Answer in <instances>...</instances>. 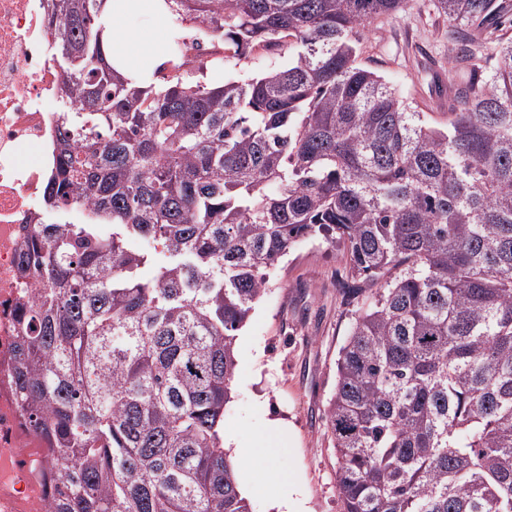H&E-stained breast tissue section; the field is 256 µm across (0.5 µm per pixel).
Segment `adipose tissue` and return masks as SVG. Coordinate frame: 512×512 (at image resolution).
Returning a JSON list of instances; mask_svg holds the SVG:
<instances>
[{"label":"adipose tissue","instance_id":"ef3b65f1","mask_svg":"<svg viewBox=\"0 0 512 512\" xmlns=\"http://www.w3.org/2000/svg\"><path fill=\"white\" fill-rule=\"evenodd\" d=\"M134 15L151 18L150 34L129 27ZM112 66L132 86H148L153 70L166 59L169 42L182 31L170 22L164 0H105L99 18Z\"/></svg>","mask_w":512,"mask_h":512}]
</instances>
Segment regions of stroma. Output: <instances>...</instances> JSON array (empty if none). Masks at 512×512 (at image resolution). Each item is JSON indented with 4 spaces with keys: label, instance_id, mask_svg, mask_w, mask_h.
<instances>
[{
    "label": "stroma",
    "instance_id": "obj_1",
    "mask_svg": "<svg viewBox=\"0 0 512 512\" xmlns=\"http://www.w3.org/2000/svg\"><path fill=\"white\" fill-rule=\"evenodd\" d=\"M455 29L429 0L378 20L365 32L359 61L419 103L434 126L448 122V104L466 81L463 65L448 57ZM351 279L347 252L324 238L296 242L271 272V286L237 336L236 375L224 409L247 457H233L253 484L245 497L251 512H270L269 468L292 477L310 512H342L336 492V453L324 409L336 386V360L359 307L344 293ZM293 424L295 447L275 444L270 455H252L267 439L266 420Z\"/></svg>",
    "mask_w": 512,
    "mask_h": 512
}]
</instances>
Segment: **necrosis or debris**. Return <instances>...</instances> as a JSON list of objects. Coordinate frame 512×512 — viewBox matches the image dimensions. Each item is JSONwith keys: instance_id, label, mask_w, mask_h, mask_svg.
Segmentation results:
<instances>
[{"instance_id": "necrosis-or-debris-1", "label": "necrosis or debris", "mask_w": 512, "mask_h": 512, "mask_svg": "<svg viewBox=\"0 0 512 512\" xmlns=\"http://www.w3.org/2000/svg\"><path fill=\"white\" fill-rule=\"evenodd\" d=\"M61 81L42 0H0V512H43L52 491L44 443L17 408L11 375L16 301L36 284L20 269L47 180Z\"/></svg>"}]
</instances>
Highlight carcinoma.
<instances>
[{
	"instance_id": "1",
	"label": "carcinoma",
	"mask_w": 512,
	"mask_h": 512,
	"mask_svg": "<svg viewBox=\"0 0 512 512\" xmlns=\"http://www.w3.org/2000/svg\"><path fill=\"white\" fill-rule=\"evenodd\" d=\"M461 27L496 0H432ZM103 0H44L63 79L23 272L12 380L46 442L45 512H249L224 454L237 332L296 242L347 247L365 298L325 420L343 512H512V36L471 62L445 127L358 61L410 0H167L214 35L158 84L112 70ZM288 62L287 57H280L272 52L265 53V54H256L252 53L250 54L243 62L241 63L240 67L237 69H242L243 73H249L253 74L255 72H258L266 67V65L269 64H286Z\"/></svg>"
}]
</instances>
